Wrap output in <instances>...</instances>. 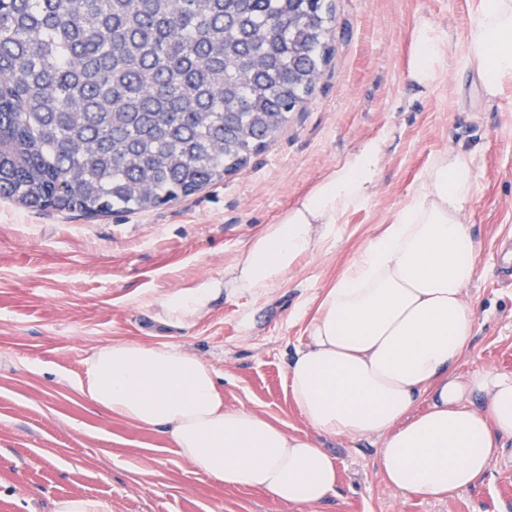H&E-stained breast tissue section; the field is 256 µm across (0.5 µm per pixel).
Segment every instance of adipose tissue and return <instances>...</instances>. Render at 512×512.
<instances>
[{
    "label": "adipose tissue",
    "mask_w": 512,
    "mask_h": 512,
    "mask_svg": "<svg viewBox=\"0 0 512 512\" xmlns=\"http://www.w3.org/2000/svg\"><path fill=\"white\" fill-rule=\"evenodd\" d=\"M454 56L486 98L511 90L512 0H474L461 48L451 30L418 19L408 81L423 92L437 88ZM386 161L385 137L367 138L253 235L223 277L162 300L164 320L192 326L223 292L270 296L303 258L335 245L341 224L372 200ZM475 187L471 153L435 154L405 202L319 297L308 341L288 365L291 398L313 436L225 407L214 370L170 344L94 349L81 394L157 430L221 486L265 493L296 512H316L336 489L322 437H380L378 467L391 486L424 499L453 496L512 440V374L457 372L473 330L465 294L479 248L464 212Z\"/></svg>",
    "instance_id": "1"
}]
</instances>
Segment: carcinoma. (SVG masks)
I'll use <instances>...</instances> for the list:
<instances>
[{
    "label": "carcinoma",
    "instance_id": "obj_1",
    "mask_svg": "<svg viewBox=\"0 0 512 512\" xmlns=\"http://www.w3.org/2000/svg\"><path fill=\"white\" fill-rule=\"evenodd\" d=\"M332 19L327 0H0V197L99 216L224 179L310 94Z\"/></svg>",
    "mask_w": 512,
    "mask_h": 512
}]
</instances>
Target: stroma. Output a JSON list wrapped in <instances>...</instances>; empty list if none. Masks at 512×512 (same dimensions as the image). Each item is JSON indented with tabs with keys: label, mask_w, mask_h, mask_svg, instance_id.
<instances>
[{
	"label": "stroma",
	"mask_w": 512,
	"mask_h": 512,
	"mask_svg": "<svg viewBox=\"0 0 512 512\" xmlns=\"http://www.w3.org/2000/svg\"><path fill=\"white\" fill-rule=\"evenodd\" d=\"M335 36L322 77L268 146L223 181L140 213L88 217L0 199V512H54L97 498L112 512H294L258 491L218 485L161 433L110 416L81 395L90 352L113 341L166 343L210 365L228 408L292 434L312 429L288 389L317 297L420 181L432 156L472 151L476 191L464 220L479 244L466 299L473 338L459 374H512V285L496 250L512 238V96L484 98L450 59L444 83L407 80L411 34L425 16L464 39L470 0H332ZM384 134L376 195L341 225L335 246L303 259L264 302L219 297L189 328L158 300L223 276L262 225L302 198L364 139ZM339 472L317 512H512V442L452 498L402 495L380 472L377 437L321 441ZM56 507V512H112L111 503L92 498L62 499Z\"/></svg>",
	"instance_id": "1"
}]
</instances>
